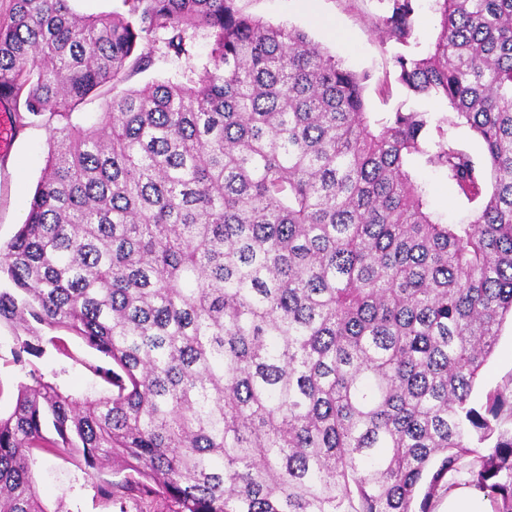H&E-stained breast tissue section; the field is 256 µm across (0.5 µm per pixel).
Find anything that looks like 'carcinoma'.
<instances>
[{
	"instance_id": "cac0c4a2",
	"label": "carcinoma",
	"mask_w": 512,
	"mask_h": 512,
	"mask_svg": "<svg viewBox=\"0 0 512 512\" xmlns=\"http://www.w3.org/2000/svg\"><path fill=\"white\" fill-rule=\"evenodd\" d=\"M72 2L0 14V104L49 131L0 246V325L19 363L45 329L81 338L110 391L19 382L0 512H60L42 454L108 503L167 512H431L471 455L469 483L512 512V391L471 403L512 318V0H433L428 50L394 57L410 98L446 103L438 118L367 111L366 76L239 0ZM417 9L387 0L382 38L416 41ZM201 28L200 69L124 88L157 48L191 58ZM93 93L106 110L76 115ZM416 159L477 203L469 222L430 209ZM475 433L497 435L488 454ZM455 143L475 160H481L484 155V148L481 141L466 127H457L450 130Z\"/></svg>"
}]
</instances>
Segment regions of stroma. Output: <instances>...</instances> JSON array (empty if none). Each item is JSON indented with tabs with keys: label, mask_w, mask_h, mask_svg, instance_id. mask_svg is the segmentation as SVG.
I'll use <instances>...</instances> for the list:
<instances>
[{
	"label": "stroma",
	"mask_w": 512,
	"mask_h": 512,
	"mask_svg": "<svg viewBox=\"0 0 512 512\" xmlns=\"http://www.w3.org/2000/svg\"><path fill=\"white\" fill-rule=\"evenodd\" d=\"M247 14L274 24L296 27L321 44L329 54L345 66L367 75L365 98L368 111L387 113L401 107L442 115L443 104L428 100L418 103L407 99L397 82H390L388 93H381L379 84L393 72V59L405 53L424 52L435 35L436 19L429 0H420L416 32L418 41L402 46L382 39L377 30L386 9L385 0H240ZM210 39L205 30H198L191 60L156 56L153 66L134 75L130 86L139 87L151 81L171 77L187 65L198 66L206 60ZM48 132L41 124H33L11 134L10 146L0 151V243H6L23 223L36 184L45 166ZM415 174L424 185L434 212L445 222L468 221L473 206L457 195L446 174L433 165L415 163ZM65 353L47 348L40 357H28L17 363L13 356L14 341L7 326H0V414L14 407L16 386L29 372L56 378L70 392L94 395L103 392L102 381L93 372L99 364L97 352L80 338H64ZM512 387V325L504 324L498 345L477 380L472 399L483 403L487 394L498 388ZM37 478L45 502L61 512H140L138 505H108L98 497L90 480L73 465L51 455L39 458Z\"/></svg>",
	"instance_id": "35a3bbf8"
}]
</instances>
